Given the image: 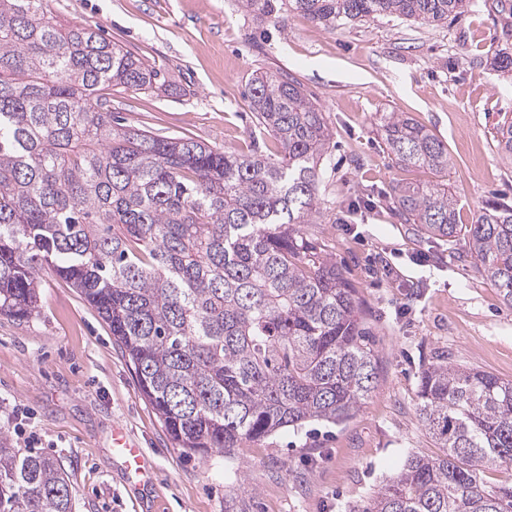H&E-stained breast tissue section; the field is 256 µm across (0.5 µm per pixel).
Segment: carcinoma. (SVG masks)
<instances>
[{"label":"carcinoma","instance_id":"cac0c4a2","mask_svg":"<svg viewBox=\"0 0 512 512\" xmlns=\"http://www.w3.org/2000/svg\"><path fill=\"white\" fill-rule=\"evenodd\" d=\"M47 0H0V316L38 311L37 271L70 283L108 324L185 455L341 423L380 375L356 296L314 223L330 130L294 79L249 84L266 155L219 151L114 121L106 87L165 86L155 68L87 24L62 25ZM256 18L296 12L325 30L390 16L437 24L471 0H239ZM397 164L434 179L396 183L392 201L433 238H467L483 275L512 303V205L460 223L442 175L447 145L404 113L382 122ZM512 157V119L496 127ZM417 415L442 453L412 456L361 512H512V486L481 468L512 463V381L439 358L419 379ZM0 512H72L61 464L0 433ZM480 483L488 490L512 485V463L489 466L479 472Z\"/></svg>","mask_w":512,"mask_h":512}]
</instances>
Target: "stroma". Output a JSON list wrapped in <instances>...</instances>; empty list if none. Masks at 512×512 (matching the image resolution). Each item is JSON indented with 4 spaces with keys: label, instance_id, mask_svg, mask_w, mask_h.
I'll return each instance as SVG.
<instances>
[{
    "label": "stroma",
    "instance_id": "stroma-1",
    "mask_svg": "<svg viewBox=\"0 0 512 512\" xmlns=\"http://www.w3.org/2000/svg\"><path fill=\"white\" fill-rule=\"evenodd\" d=\"M58 21L83 22L160 71L172 93L112 88L122 124L158 137L189 136L248 151L260 133L246 85L253 74L290 75L332 133L320 170L321 239L357 291L381 369L375 390L346 422L280 430L235 455L175 448L95 309L51 268L39 273V312L0 316V431L14 447L35 437L69 476L73 512H352L409 456L440 450L416 414L423 368L437 355L512 380V305L484 277L467 240L432 239L405 223L389 196L424 169L396 164L381 138L384 115L403 112L448 147L446 178L461 219L487 202L512 204V160L493 139L512 117V75L494 68L512 17L473 0L434 25L379 17L327 31L296 13L257 20L238 0H48ZM122 426L152 467L142 492L112 454Z\"/></svg>",
    "mask_w": 512,
    "mask_h": 512
}]
</instances>
